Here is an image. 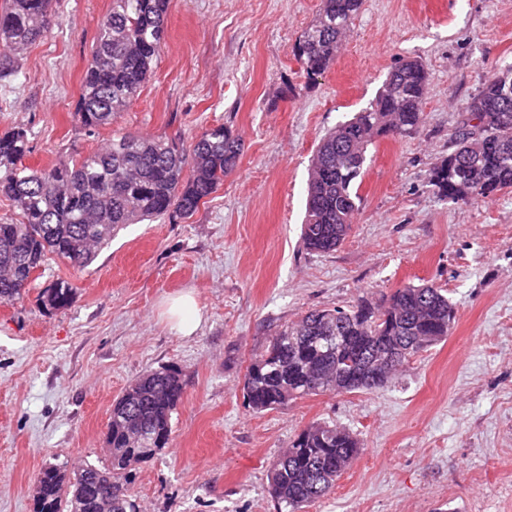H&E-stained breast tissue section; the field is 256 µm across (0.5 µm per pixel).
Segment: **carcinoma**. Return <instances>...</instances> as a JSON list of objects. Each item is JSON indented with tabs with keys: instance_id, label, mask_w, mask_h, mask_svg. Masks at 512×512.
<instances>
[{
	"instance_id": "obj_1",
	"label": "carcinoma",
	"mask_w": 512,
	"mask_h": 512,
	"mask_svg": "<svg viewBox=\"0 0 512 512\" xmlns=\"http://www.w3.org/2000/svg\"><path fill=\"white\" fill-rule=\"evenodd\" d=\"M170 0H112L99 24L77 103L83 129L91 133L136 99L165 48ZM363 0H323L295 56L308 78L324 74ZM56 24L54 0H11L0 15V79L14 74L16 54ZM427 70L408 59L388 73L376 98L342 121L318 144L307 184L301 238L310 251L330 253L345 240L358 210V179L370 145L380 137H403L424 123ZM512 64L486 79L462 112L452 135L454 150L435 164L430 182L440 197L486 205L512 189ZM241 139L224 125L204 131L184 147L183 136L153 138L126 132L106 147L33 170L29 132L0 134V196L18 219L0 222V302L29 291L51 260L78 268L127 224L157 218L189 219L235 170ZM74 284L62 277L42 289L45 309L68 307ZM454 309L443 290L427 284L396 289L385 306L366 300L346 308H314L279 330L244 377V400L254 412L274 410L319 393L374 390L409 360L445 340ZM398 350L396 364L375 383L368 378L379 351ZM184 383L173 369L141 376L115 400L105 434L108 463L85 464L70 473L47 465L36 484L35 512H137L136 466L157 456L172 435V416ZM350 430L312 424L268 469V491L278 512L304 508L330 495L336 478L359 455Z\"/></svg>"
}]
</instances>
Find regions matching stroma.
I'll return each mask as SVG.
<instances>
[{"mask_svg":"<svg viewBox=\"0 0 512 512\" xmlns=\"http://www.w3.org/2000/svg\"><path fill=\"white\" fill-rule=\"evenodd\" d=\"M111 0H57V25L0 80V133H31L24 165L84 156L113 135L240 136L238 167L189 220L121 229L83 270L50 262L0 303V512H34L48 463H105L113 401L143 374L185 384L169 448L137 468L141 512H275L268 467L304 427L350 429L358 458L306 512H512V190L488 205L441 200L429 181L462 108L512 63V0H365L335 64L308 79L294 56L321 0H171L166 48L112 125L74 112ZM429 75L423 126L370 147L352 228L331 253L300 238L321 139L372 101L402 61ZM76 286L65 310L41 288ZM407 283L447 290L446 340L381 388L253 412L251 360L313 308L381 305ZM192 292L178 335L167 299ZM75 296L74 284L62 277L56 278L42 288L40 300L48 311H57L68 307Z\"/></svg>","mask_w":512,"mask_h":512,"instance_id":"obj_1","label":"stroma"}]
</instances>
